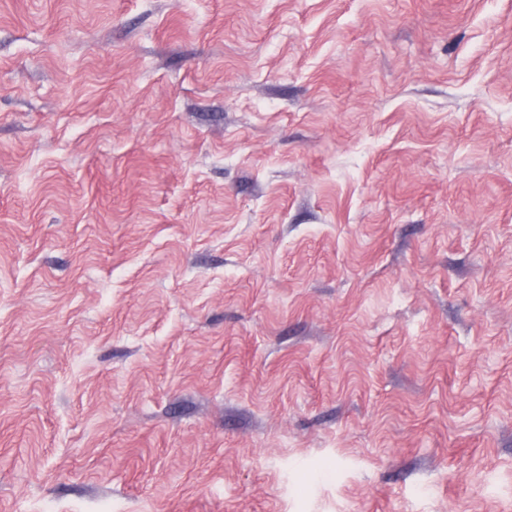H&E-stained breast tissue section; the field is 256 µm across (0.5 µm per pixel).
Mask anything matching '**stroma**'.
<instances>
[{
  "label": "stroma",
  "mask_w": 512,
  "mask_h": 512,
  "mask_svg": "<svg viewBox=\"0 0 512 512\" xmlns=\"http://www.w3.org/2000/svg\"><path fill=\"white\" fill-rule=\"evenodd\" d=\"M0 512H512V0H0Z\"/></svg>",
  "instance_id": "obj_1"
}]
</instances>
